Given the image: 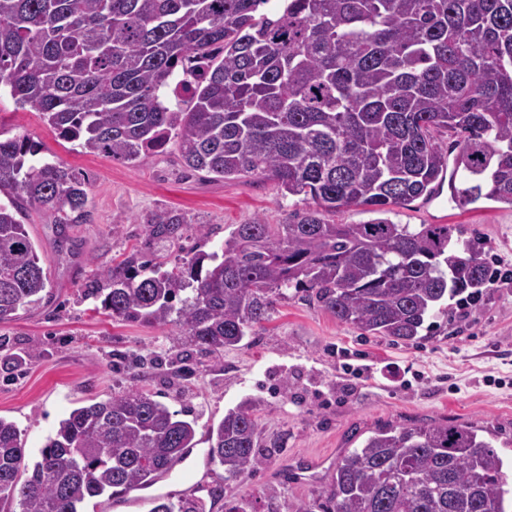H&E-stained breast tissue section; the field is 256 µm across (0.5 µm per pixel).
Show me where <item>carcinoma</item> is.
Instances as JSON below:
<instances>
[{
	"label": "carcinoma",
	"instance_id": "obj_1",
	"mask_svg": "<svg viewBox=\"0 0 512 512\" xmlns=\"http://www.w3.org/2000/svg\"><path fill=\"white\" fill-rule=\"evenodd\" d=\"M30 108L86 154L140 163L178 145L183 166L255 176L304 196L297 221L238 224L217 250L171 270L135 251L96 289L114 322L170 326L174 380L197 353L219 360L270 321L290 288L358 330L411 343L426 322L494 283L484 243L385 217L434 194L512 206V0H0V96ZM87 175L45 158L28 136L0 139V323L34 308L49 284L26 225L36 209L58 229L88 217ZM362 206L378 217L331 224ZM150 240L177 244L186 220L145 219ZM195 421L137 389L72 409L25 463L0 417V503L79 512L107 492L151 485L195 447ZM246 405L210 427L224 480L262 465ZM496 435L469 423L387 425L350 449L322 501L292 512H509ZM194 497L152 512H205Z\"/></svg>",
	"mask_w": 512,
	"mask_h": 512
}]
</instances>
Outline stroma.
Returning <instances> with one entry per match:
<instances>
[{
	"label": "stroma",
	"instance_id": "35a3bbf8",
	"mask_svg": "<svg viewBox=\"0 0 512 512\" xmlns=\"http://www.w3.org/2000/svg\"><path fill=\"white\" fill-rule=\"evenodd\" d=\"M22 135L89 178L88 220L68 227L77 254L58 251L55 225L30 212L27 230L46 259L49 294L0 324V341L20 358L12 369L0 366V417L18 428L26 462L39 460L47 436L81 401L129 388L195 421L196 445L170 475L115 499L90 500L82 512H151L156 497L204 498L220 483L225 502L286 512L324 495L341 455L387 424L488 427L512 464V206L482 199L461 207L445 191L390 212L397 224H449L454 238H480L499 273L475 301L438 318L425 339L406 345L362 334L291 289L248 346L225 350L218 364L204 362L176 383L163 369L138 368L139 357L170 347L171 328L113 322L90 289L103 287L113 262L143 247L149 213L174 210L188 221L178 245L152 248L169 269L188 252L216 250L236 225L258 217L288 223L305 201L257 177L216 181L185 170L172 142L139 165L85 154L37 112L1 97L0 137ZM347 361L373 372L345 374ZM292 375L298 386L288 393L282 380ZM248 398L264 460L252 477L228 485L223 467L209 460L208 429Z\"/></svg>",
	"mask_w": 512,
	"mask_h": 512
}]
</instances>
